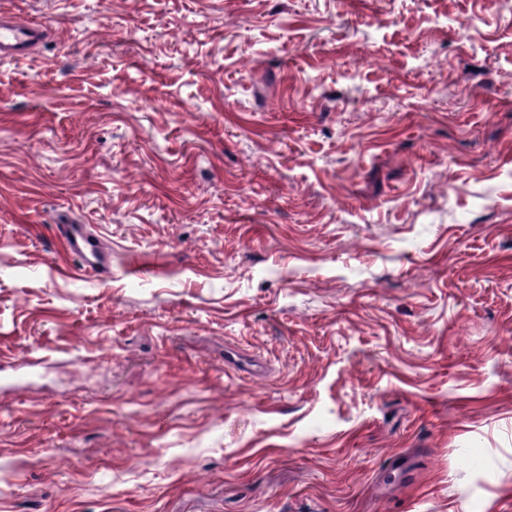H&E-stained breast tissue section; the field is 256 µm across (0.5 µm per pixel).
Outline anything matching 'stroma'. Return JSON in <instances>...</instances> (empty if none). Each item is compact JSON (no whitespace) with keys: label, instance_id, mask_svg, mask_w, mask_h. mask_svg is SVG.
<instances>
[{"label":"stroma","instance_id":"35a3bbf8","mask_svg":"<svg viewBox=\"0 0 512 512\" xmlns=\"http://www.w3.org/2000/svg\"><path fill=\"white\" fill-rule=\"evenodd\" d=\"M1 13L0 512H512V9ZM42 24L6 20L0 18V59L8 60L22 57L32 51L46 36ZM60 231L70 251L79 259L80 270L87 274H99L106 266L100 263V253L94 238L82 224H62Z\"/></svg>","mask_w":512,"mask_h":512}]
</instances>
